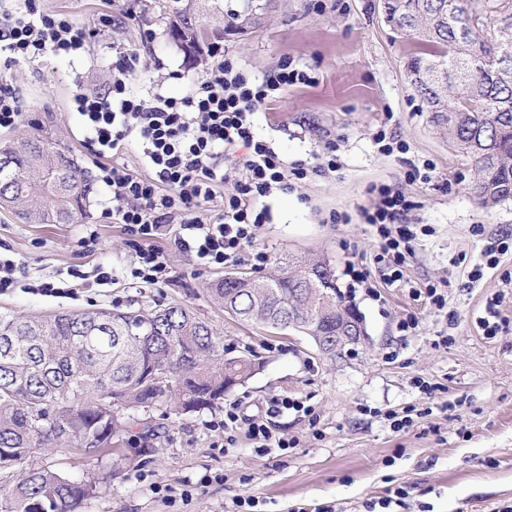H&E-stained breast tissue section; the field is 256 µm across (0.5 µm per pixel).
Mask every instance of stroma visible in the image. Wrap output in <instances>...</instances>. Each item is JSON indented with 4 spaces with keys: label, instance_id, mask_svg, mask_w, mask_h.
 Masks as SVG:
<instances>
[{
    "label": "stroma",
    "instance_id": "stroma-1",
    "mask_svg": "<svg viewBox=\"0 0 512 512\" xmlns=\"http://www.w3.org/2000/svg\"><path fill=\"white\" fill-rule=\"evenodd\" d=\"M42 5L93 36L79 53L46 64L0 62V84L20 95L29 114L17 128L0 130V146L39 135L93 175L97 159L72 97L106 90L117 49L139 50L130 86L144 99L183 96L205 71L186 61L163 27L142 21L135 0ZM107 15L112 24L104 23ZM223 54L257 78L285 57L312 76V84L289 87L254 112L255 131L288 161L309 165L336 141L338 167L264 198L270 219L257 242L274 262L329 258L368 337L331 362L306 335L228 315L211 283L229 271L259 277L262 269L247 260L227 269L196 265L170 235L154 242L171 267L169 283L133 284L132 238L102 218L112 205L109 188L98 187L75 224H24L2 209L0 244L25 275L21 288L0 295V316L178 304L211 325L225 356L250 354L257 365L213 408L183 415L165 405L139 410L115 430L103 456L48 450L29 466L96 481L97 496L77 512H237L248 495L252 512H512V254L479 281L469 277L490 237L512 235V200L487 210L472 194L469 161L437 133L413 91L405 42L385 23L381 0H285L250 38L225 41ZM381 130L404 141L407 152L381 153L374 140ZM426 163L430 180H408L413 166ZM380 184L399 185L415 204V256L393 283L381 276L380 241L361 215ZM337 213L347 223H333ZM92 233L96 247H82ZM350 263L367 274L369 287H350L343 275ZM99 266L111 271L110 284H97ZM48 282L65 285L66 295H44L39 287ZM430 284L439 286L443 307L423 296ZM496 296L502 323L490 338L480 320ZM409 315L418 327L407 334L399 322ZM285 396L305 401L312 415L271 413L272 401ZM230 404L239 419L228 433ZM394 412L410 413L411 425L391 428ZM255 420L292 448H256L248 434Z\"/></svg>",
    "mask_w": 512,
    "mask_h": 512
}]
</instances>
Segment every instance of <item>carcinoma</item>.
Here are the masks:
<instances>
[{
	"label": "carcinoma",
	"mask_w": 512,
	"mask_h": 512,
	"mask_svg": "<svg viewBox=\"0 0 512 512\" xmlns=\"http://www.w3.org/2000/svg\"><path fill=\"white\" fill-rule=\"evenodd\" d=\"M225 0H140L148 23L164 27L189 62L207 65L229 28L244 35L260 24ZM386 15L403 20L409 43L405 69L431 123L463 151L472 192L489 208L512 198V0H383ZM452 18L468 36L448 29ZM462 100L477 107L463 112ZM11 177L0 182V208L27 224H73L94 193L89 175L65 149L43 138L0 148ZM336 271L326 259L277 266L232 288L216 280L211 293L237 319L263 323L292 311L315 336H336ZM0 473L17 471L0 492L8 512H76L96 497L94 481L46 468L23 467L40 450L83 448L98 456L112 447L124 413L164 404L177 413L212 408L252 377L246 356L217 359L218 342L192 311L84 312L0 316Z\"/></svg>",
	"instance_id": "cac0c4a2"
}]
</instances>
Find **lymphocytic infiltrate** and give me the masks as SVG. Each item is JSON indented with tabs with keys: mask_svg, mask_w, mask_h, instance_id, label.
Listing matches in <instances>:
<instances>
[{
	"mask_svg": "<svg viewBox=\"0 0 512 512\" xmlns=\"http://www.w3.org/2000/svg\"><path fill=\"white\" fill-rule=\"evenodd\" d=\"M86 31L68 15L48 11L39 0H24L13 12L0 15V46L11 61L36 62L50 55L83 48ZM139 57L134 49L120 51L103 94L75 92L73 102L86 131L88 149L100 159L98 180L112 191V207L104 216L143 240L130 270L132 281L162 286L170 266L152 240L177 232L178 245L202 266H223L249 255L256 265L268 262L258 249L257 231L269 214L261 198L291 189L308 174L335 170L336 146L328 144L325 161L312 167L287 164L271 142L256 136L252 116L275 102L288 87L308 83L307 72L282 60L273 74L256 81L229 58L217 59L195 88L183 97L134 96L129 77ZM136 138L151 173L140 178L109 156L122 142ZM239 151L234 166L223 168L219 157ZM232 193H225V183ZM374 202L363 213L380 238L384 280L394 282L414 252L407 231L413 205L396 186L374 187ZM224 204L217 218H201L204 206Z\"/></svg>",
	"mask_w": 512,
	"mask_h": 512,
	"instance_id": "1",
	"label": "lymphocytic infiltrate"
}]
</instances>
